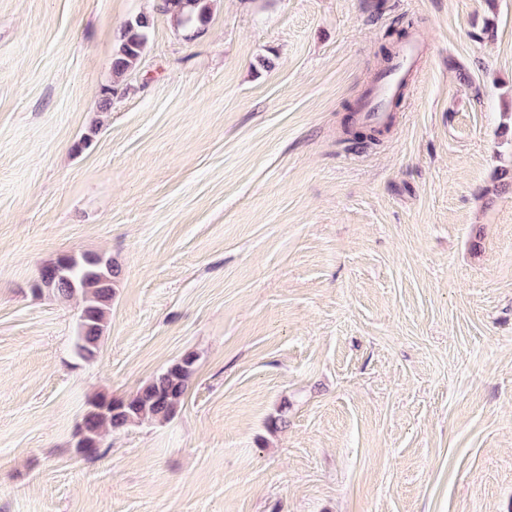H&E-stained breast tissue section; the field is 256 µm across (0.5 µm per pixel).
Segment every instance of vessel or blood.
<instances>
[{
	"label": "vessel or blood",
	"instance_id": "vessel-or-blood-1",
	"mask_svg": "<svg viewBox=\"0 0 512 512\" xmlns=\"http://www.w3.org/2000/svg\"><path fill=\"white\" fill-rule=\"evenodd\" d=\"M420 55L417 39L402 45L391 68L382 73L368 99L362 105V117L374 127L386 126L391 120V103L404 90Z\"/></svg>",
	"mask_w": 512,
	"mask_h": 512
}]
</instances>
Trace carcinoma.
<instances>
[{"mask_svg":"<svg viewBox=\"0 0 512 512\" xmlns=\"http://www.w3.org/2000/svg\"><path fill=\"white\" fill-rule=\"evenodd\" d=\"M165 11L192 26L208 21L209 0H164ZM151 20L140 15L128 22L123 40L112 59L114 83H119L134 68L148 39ZM121 270L112 258L86 252L67 256L40 268L32 286L36 295L49 292L63 299L77 298L81 309L75 340V353L92 360L109 326L114 287ZM197 358L187 353L127 399L96 394L78 426L77 448L92 455L101 447L104 435L119 432L144 422H167L180 410Z\"/></svg>","mask_w":512,"mask_h":512,"instance_id":"cac0c4a2","label":"carcinoma"}]
</instances>
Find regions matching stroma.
Masks as SVG:
<instances>
[{"label": "stroma", "instance_id": "stroma-1", "mask_svg": "<svg viewBox=\"0 0 512 512\" xmlns=\"http://www.w3.org/2000/svg\"><path fill=\"white\" fill-rule=\"evenodd\" d=\"M210 7L0 0V512H512V0ZM407 19L394 126L355 146ZM86 251L121 268L92 362L31 291ZM189 352L174 419L77 454L88 397ZM209 0H164L163 8L179 20L192 26H204L208 21ZM151 20L140 15L128 22L123 40L112 59L114 83H119L134 68L141 57L148 39Z\"/></svg>", "mask_w": 512, "mask_h": 512}]
</instances>
